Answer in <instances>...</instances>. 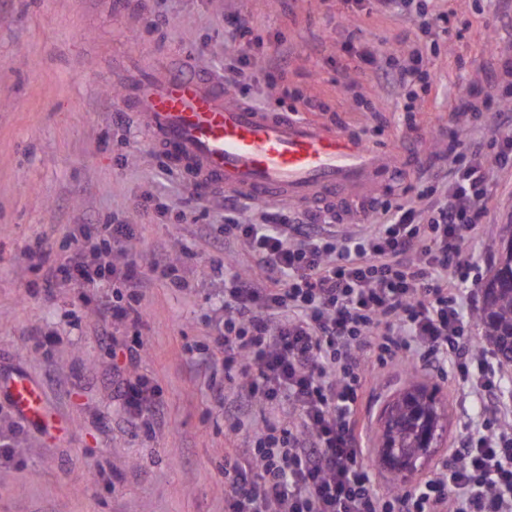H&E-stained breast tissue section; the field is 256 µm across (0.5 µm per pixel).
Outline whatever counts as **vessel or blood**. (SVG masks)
I'll list each match as a JSON object with an SVG mask.
<instances>
[{"label":"vessel or blood","instance_id":"vessel-or-blood-1","mask_svg":"<svg viewBox=\"0 0 512 512\" xmlns=\"http://www.w3.org/2000/svg\"><path fill=\"white\" fill-rule=\"evenodd\" d=\"M135 94L154 139L177 166L216 190L257 200H364L376 174L400 151L321 122L256 110L202 75L149 69L139 73ZM9 394L27 419L42 418V395L29 379L15 378Z\"/></svg>","mask_w":512,"mask_h":512}]
</instances>
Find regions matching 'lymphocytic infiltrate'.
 I'll return each instance as SVG.
<instances>
[{"instance_id": "1", "label": "lymphocytic infiltrate", "mask_w": 512, "mask_h": 512, "mask_svg": "<svg viewBox=\"0 0 512 512\" xmlns=\"http://www.w3.org/2000/svg\"><path fill=\"white\" fill-rule=\"evenodd\" d=\"M491 160L511 166L512 140L488 158L449 135L447 154L429 163L443 173L440 187L396 204L370 201L376 221L363 229L337 231L327 207L244 219L231 196L219 231L201 225L224 281L223 313L206 318L210 358L225 379L213 398L236 426L255 404L269 412L250 448L224 451V512H512V423L501 415L500 365L472 340L458 291L470 279L465 239L486 217ZM134 233L121 223L70 232L62 260L37 264L40 288L105 289L101 323L139 329L151 278L185 282L166 254L143 276L114 262V248ZM239 241L255 271L221 261ZM415 354L451 365L464 394L483 401L484 418L424 481L384 492L364 463L359 391L371 368ZM112 383L134 426H156L158 388L144 379ZM283 408L293 420L279 418Z\"/></svg>"}]
</instances>
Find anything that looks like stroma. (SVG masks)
<instances>
[{"label": "stroma", "mask_w": 512, "mask_h": 512, "mask_svg": "<svg viewBox=\"0 0 512 512\" xmlns=\"http://www.w3.org/2000/svg\"><path fill=\"white\" fill-rule=\"evenodd\" d=\"M427 8L450 14L445 28L422 36L430 81L400 91L378 83L360 55L404 56L418 36L411 15L359 11L345 0H0V380L34 378L58 422L48 436L25 426L0 464V512H224V448L250 435L228 437L212 393L222 367L203 350V317L223 304L224 285L198 227L223 223L224 195L194 200L193 176L158 148L144 114L121 101L133 75L180 58L223 81L236 54L224 28L246 22L261 41L257 68L287 56L289 85L320 103L301 119L402 145L404 163L380 172L374 190L400 198L447 149L449 132L475 147L512 136V0H427ZM157 14L164 21L151 26ZM470 90L491 104L467 123L453 106ZM147 195L165 214L140 208ZM486 206L464 246L481 280L498 257V225L512 221V167H491ZM115 218L136 227L124 258L145 273L168 251L193 287L152 281L141 331L117 323L107 340L95 315L100 289L44 292L27 253L40 246L61 257L66 230ZM116 345L139 349L129 380L161 389L154 432L130 423L112 385ZM412 382L437 390L445 430L415 470L398 476L376 463L381 412ZM361 412L365 463L383 489L417 484L479 419L473 400L421 363L376 374Z\"/></svg>", "instance_id": "1"}]
</instances>
